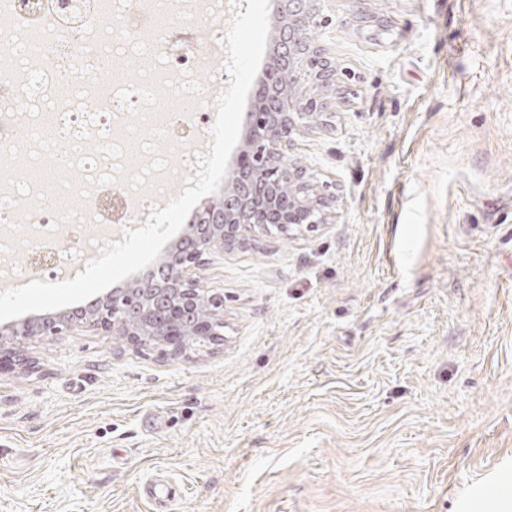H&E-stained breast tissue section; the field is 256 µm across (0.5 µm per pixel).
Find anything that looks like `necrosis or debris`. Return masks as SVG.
I'll return each mask as SVG.
<instances>
[{"label": "necrosis or debris", "instance_id": "4bbe7bcc", "mask_svg": "<svg viewBox=\"0 0 512 512\" xmlns=\"http://www.w3.org/2000/svg\"><path fill=\"white\" fill-rule=\"evenodd\" d=\"M142 0H112L108 17H101L100 0H0V14L9 28L0 29V53L14 67H21L26 31L34 23L51 19L55 35L40 46L53 59L49 68L30 70L22 85L0 84V164L11 165L17 149L25 162L41 165L58 158L64 168L76 171L73 181H57L40 190L29 213L32 234L0 236V253L21 256L19 265L1 272L0 279L25 284L31 279L57 282L79 272V259L98 255L115 242L104 197L131 202L136 216L148 217L170 185L192 173L199 151L190 135L210 132L215 112L211 87L200 84L199 53L192 41L176 39L189 32L195 11L190 0L178 9L181 29H168L159 39L142 38L136 19ZM150 55L152 64L135 82L113 84L106 96H98L97 82L88 78L72 84L66 102H58L53 87L70 77L78 63L93 69L120 57ZM177 95L193 103L188 115L158 125L160 136L177 143V154L155 152L151 141L140 137L122 117L131 113L155 115L168 97ZM55 112L56 130L46 129V112ZM149 156L150 164L129 169L130 148ZM77 198L76 207L58 209L55 198Z\"/></svg>", "mask_w": 512, "mask_h": 512}]
</instances>
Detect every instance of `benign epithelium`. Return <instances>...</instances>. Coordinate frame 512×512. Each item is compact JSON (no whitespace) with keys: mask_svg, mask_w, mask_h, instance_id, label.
<instances>
[{"mask_svg":"<svg viewBox=\"0 0 512 512\" xmlns=\"http://www.w3.org/2000/svg\"><path fill=\"white\" fill-rule=\"evenodd\" d=\"M278 11L287 19L280 38V62L289 64L295 78L288 90L269 78L257 110L247 114L246 125L252 133L250 150L236 162L233 173L239 180L250 182L248 191L241 193L237 185H232L224 198L211 202L202 212V218L189 225L193 234L186 235L182 242L184 265L180 270L181 281L187 288L178 292V296L171 295V276L161 271L142 279L136 294L114 290L93 302L97 307L112 305L109 323L112 330L133 336L132 322L154 318L166 325L163 343L174 352L183 348L187 336L212 335V320L197 321L190 315V306L203 290L199 271L212 257L226 246L245 243L255 231L270 232L272 224L286 232L302 225L312 229L322 223L321 198L308 194L301 172L283 166L280 155L296 130L316 123L322 116L323 101L316 98L304 101L292 89L302 86L304 75L308 74V56L318 51L313 33L325 22V17L321 0H278ZM257 163L268 166V175L274 183L295 187L292 195L280 198L259 193L254 181ZM85 321L84 311L74 310L58 321L43 319L19 327L3 325L0 331L13 336H43Z\"/></svg>","mask_w":512,"mask_h":512,"instance_id":"1","label":"benign epithelium"}]
</instances>
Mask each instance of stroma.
I'll use <instances>...</instances> for the list:
<instances>
[{
  "label": "stroma",
  "instance_id": "35a3bbf8",
  "mask_svg": "<svg viewBox=\"0 0 512 512\" xmlns=\"http://www.w3.org/2000/svg\"><path fill=\"white\" fill-rule=\"evenodd\" d=\"M327 204L201 272L207 353L83 323L0 369V512H495L512 492V0H325Z\"/></svg>",
  "mask_w": 512,
  "mask_h": 512
}]
</instances>
